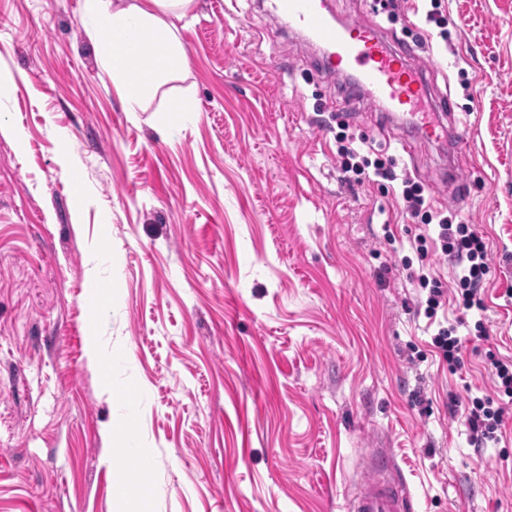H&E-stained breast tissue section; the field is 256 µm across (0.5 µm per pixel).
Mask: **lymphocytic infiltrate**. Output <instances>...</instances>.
<instances>
[{
	"mask_svg": "<svg viewBox=\"0 0 512 512\" xmlns=\"http://www.w3.org/2000/svg\"><path fill=\"white\" fill-rule=\"evenodd\" d=\"M336 154L346 183L362 184L377 178L392 184L402 215L420 224H436L437 239L444 255L458 270L455 301L458 308L469 310L482 306L481 289L488 272V252L484 241L465 224H452L435 210L423 183L407 174H397L392 157L383 155L367 138L341 131L336 135ZM506 414L505 406L493 399H473L463 413L470 432V442L480 448L499 440Z\"/></svg>",
	"mask_w": 512,
	"mask_h": 512,
	"instance_id": "obj_1",
	"label": "lymphocytic infiltrate"
}]
</instances>
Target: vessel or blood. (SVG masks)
<instances>
[{"label":"vessel or blood","mask_w":512,"mask_h":512,"mask_svg":"<svg viewBox=\"0 0 512 512\" xmlns=\"http://www.w3.org/2000/svg\"><path fill=\"white\" fill-rule=\"evenodd\" d=\"M270 22L288 19L316 39L337 71L355 73L357 89L371 101L388 102L395 111L413 112L428 93L429 64L411 61L408 52L392 48L374 26L345 27L329 18L323 0H268ZM348 512H413L404 483L380 459L374 460L347 503Z\"/></svg>","instance_id":"obj_1"}]
</instances>
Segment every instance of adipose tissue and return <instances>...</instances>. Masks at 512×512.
I'll return each mask as SVG.
<instances>
[{"label": "adipose tissue", "mask_w": 512, "mask_h": 512, "mask_svg": "<svg viewBox=\"0 0 512 512\" xmlns=\"http://www.w3.org/2000/svg\"><path fill=\"white\" fill-rule=\"evenodd\" d=\"M192 0H85L88 13L108 34L104 66L128 111H139L171 78L187 70L183 43L168 16L184 17Z\"/></svg>", "instance_id": "1"}]
</instances>
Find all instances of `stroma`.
Wrapping results in <instances>:
<instances>
[{
  "label": "stroma",
  "instance_id": "stroma-1",
  "mask_svg": "<svg viewBox=\"0 0 512 512\" xmlns=\"http://www.w3.org/2000/svg\"><path fill=\"white\" fill-rule=\"evenodd\" d=\"M381 2L327 0L436 60L433 120L474 131L458 177L422 115L337 112L341 77L264 0H193L188 70L134 114L84 0H0V512H113L139 476L115 483L111 431L144 449L152 512H346L374 453L414 512H512V408L480 450L452 414L499 399L488 357L512 359V0H441L443 30L430 0L394 20ZM341 122L425 186L447 179L438 207L487 245L463 315L427 246L442 315L466 319L458 367L414 276L425 228L342 180ZM95 335L116 353L101 377Z\"/></svg>",
  "mask_w": 512,
  "mask_h": 512
}]
</instances>
